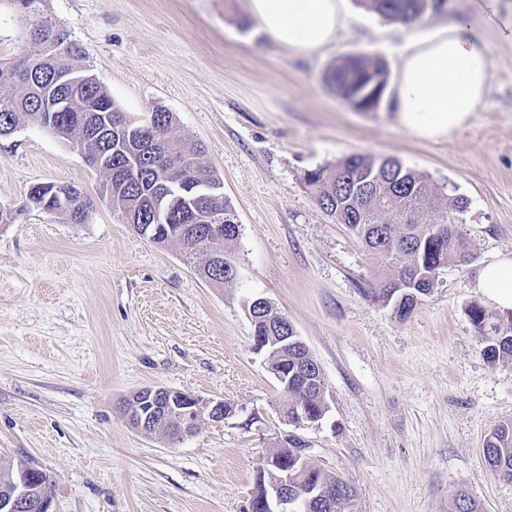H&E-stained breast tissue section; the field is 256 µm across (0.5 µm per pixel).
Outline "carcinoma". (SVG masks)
Returning <instances> with one entry per match:
<instances>
[{"mask_svg":"<svg viewBox=\"0 0 512 512\" xmlns=\"http://www.w3.org/2000/svg\"><path fill=\"white\" fill-rule=\"evenodd\" d=\"M362 5L382 18L409 24L444 11L447 0H361ZM25 18L30 27L40 25L46 17L45 0H0ZM69 41L65 52L49 63H41L29 73L24 82H13L0 76V133L14 131L22 122H31L51 130L55 135L78 140L82 120L93 113H115V105L107 90L78 65L83 51L70 40L68 32L61 34ZM82 76L80 95L67 109L60 112L52 126L39 116L42 91L51 88L63 95L67 92L66 79L71 73ZM327 84L348 106L358 112L378 110L389 101V78L386 63L366 54L348 56L331 66L326 73ZM167 140V147L180 164H188L217 184L219 180L205 173L199 165L203 148L200 144L169 136L174 114L157 110L151 116ZM88 148L108 159L111 169L125 167L127 160L110 132L102 133L88 144ZM172 176L170 167L159 156L142 154L135 168L116 184L117 196L133 204L143 224H154L156 219L147 197L156 184ZM306 184L313 190L319 206L343 224L363 244L377 267L394 268L396 278L386 284L389 293L402 292L401 310L409 309L410 292L425 294L435 285L439 270L451 261H465L470 256L469 246L458 230V215L463 213L468 200L461 196L450 199L448 207L434 212L437 193L430 182L417 171L392 157L352 154L334 165L320 166L306 173ZM204 208L234 216L224 196L215 193L204 202ZM445 225L444 233L436 235L435 221ZM183 254L198 272L210 269L203 249L182 248ZM267 323L262 335L281 336L286 330L282 313L273 305L265 308ZM484 359L495 364L512 359V325L493 321L478 303L468 307ZM271 367L282 374L290 394L288 418L315 422L323 414L321 386L304 387L302 381L321 373L310 349L304 344L280 350L269 347ZM484 458L491 470L502 480L512 483V423L495 428L486 438Z\"/></svg>","mask_w":512,"mask_h":512,"instance_id":"carcinoma-1","label":"carcinoma"}]
</instances>
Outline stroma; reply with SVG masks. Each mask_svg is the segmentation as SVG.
Instances as JSON below:
<instances>
[{"label": "stroma", "instance_id": "stroma-1", "mask_svg": "<svg viewBox=\"0 0 512 512\" xmlns=\"http://www.w3.org/2000/svg\"><path fill=\"white\" fill-rule=\"evenodd\" d=\"M247 0H48L88 72L135 121L163 109L173 136L201 144L240 235L233 287L206 282L173 247L141 236L99 195L104 176L72 141L22 123L0 137V466L50 476L55 512H248L257 472L285 436L354 489L352 512H512V483L482 448L512 422V361L488 364L467 308L501 312L475 286L480 264L512 255V44L471 0L401 25L353 0L347 27L312 57L272 47ZM492 69L473 120L430 142L391 107L358 112L325 83L331 63L366 53L396 69L411 36L462 16ZM350 154L394 157L468 207L471 257L440 270L401 311L387 275L320 208L308 171ZM41 182L79 188L70 223L27 204ZM284 313L317 359L328 410L288 423L289 396L252 343L249 303ZM143 388L227 402L170 442L122 413Z\"/></svg>", "mask_w": 512, "mask_h": 512}]
</instances>
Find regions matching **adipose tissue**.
<instances>
[{
  "label": "adipose tissue",
  "mask_w": 512,
  "mask_h": 512,
  "mask_svg": "<svg viewBox=\"0 0 512 512\" xmlns=\"http://www.w3.org/2000/svg\"><path fill=\"white\" fill-rule=\"evenodd\" d=\"M248 11L274 48L310 57L335 41L350 0H248ZM491 79L467 19L411 37L390 88L397 122L418 139H447L474 118ZM475 286L501 311L512 310V257L497 254L483 262Z\"/></svg>",
  "instance_id": "ef3b65f1"
}]
</instances>
